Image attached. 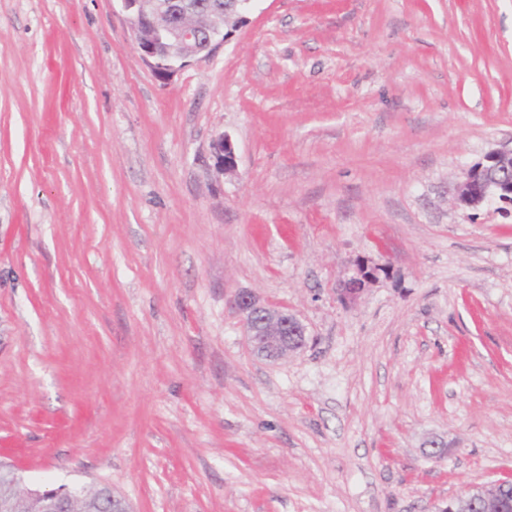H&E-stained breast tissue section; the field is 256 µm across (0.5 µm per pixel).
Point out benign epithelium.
Listing matches in <instances>:
<instances>
[{"instance_id":"7a95c632","label":"benign epithelium","mask_w":512,"mask_h":512,"mask_svg":"<svg viewBox=\"0 0 512 512\" xmlns=\"http://www.w3.org/2000/svg\"><path fill=\"white\" fill-rule=\"evenodd\" d=\"M132 33L133 46L142 59L159 75H168L188 63L210 56L224 45V28L243 18L255 0H211L202 5L196 0H119ZM216 170L221 174L236 170L237 154L230 137L219 136L213 144ZM512 202V148L494 150L473 165L456 191L461 207H474L489 198ZM369 276L362 274L340 288L343 298H354L363 291ZM242 315L245 336L259 355L271 353L279 360L301 349L306 330L297 317L283 307L260 300L248 292L234 298ZM472 507L479 512H494L500 497L499 484L475 486ZM84 486L24 485L20 470H14L7 488L0 491V512H78L86 501L88 512H131L125 500L112 488L96 487L86 499Z\"/></svg>"}]
</instances>
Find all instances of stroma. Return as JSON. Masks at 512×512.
Returning a JSON list of instances; mask_svg holds the SVG:
<instances>
[{
    "instance_id": "obj_1",
    "label": "stroma",
    "mask_w": 512,
    "mask_h": 512,
    "mask_svg": "<svg viewBox=\"0 0 512 512\" xmlns=\"http://www.w3.org/2000/svg\"><path fill=\"white\" fill-rule=\"evenodd\" d=\"M511 147L512 0H257L167 78L119 0H0V460L133 512L512 480V204L454 203ZM242 291L305 346L254 354ZM216 156V170L218 173L227 174L236 170L237 154L235 146L227 135L219 136L213 144ZM96 494L88 499L86 508L89 512H131L124 499L115 496L111 487L105 485L96 487Z\"/></svg>"
}]
</instances>
